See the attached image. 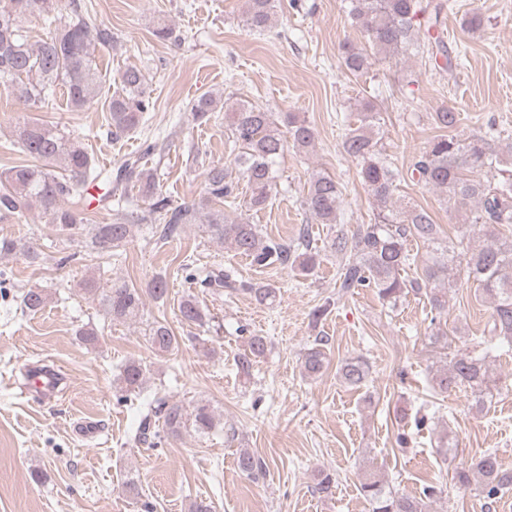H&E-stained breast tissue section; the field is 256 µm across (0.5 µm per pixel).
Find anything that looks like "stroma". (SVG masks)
<instances>
[{
  "instance_id": "obj_1",
  "label": "stroma",
  "mask_w": 512,
  "mask_h": 512,
  "mask_svg": "<svg viewBox=\"0 0 512 512\" xmlns=\"http://www.w3.org/2000/svg\"><path fill=\"white\" fill-rule=\"evenodd\" d=\"M444 19L450 47L465 54L452 74L411 57L394 66L379 64L361 79L347 76L338 62V46L352 35L341 0H277L271 29L250 32L244 25L245 0H91L99 21L117 43L95 46L94 60L103 77L97 97L71 112L64 98L43 112L0 93V172L25 162L11 130L22 117L57 122L81 132L87 151L99 164L114 168L141 153L145 138L157 139L147 156L160 186L173 204L199 197L203 172L214 163H232L223 117L195 122L194 100L233 96L272 112H296L315 130L313 148L288 149L277 164V186L259 212L229 209L230 218L259 225L265 236L292 238L309 225L316 244L328 240L329 226L314 223L299 207L312 172L325 171L342 186L344 224L374 220V204L356 176V164L342 153L346 124L357 121L359 100L382 104L381 146L401 170H408L437 130L432 112L444 105L461 114L459 133L478 131L495 121L500 148L512 146V0H456ZM483 18L476 31L463 29L467 12ZM165 20L179 41H162L152 31ZM147 67L155 109L143 125L120 138L108 135L106 100L127 67ZM396 205L425 207L440 224L442 237L465 253L461 219L449 218L438 192L404 178ZM31 237L47 254L46 263L24 258L0 259V512H187L195 499L211 501L215 512H368L358 487L367 470L382 472L394 490L412 494L422 481L448 483L456 466L485 450L498 452L512 470V388L494 394L483 409L472 407L462 392L435 395L429 370L447 351L469 345L481 335L490 304L473 282L459 276L448 308V323L462 327L447 346L431 344L429 305L407 297L396 307L381 304L372 289L336 295L340 259L327 253L314 275L277 267H252L244 257L211 240L203 227L189 224L167 244L150 240L145 225L132 235L107 266L89 258L88 236L77 230L59 241L38 209L22 220L0 219V236ZM70 255L56 265L57 253ZM232 267L243 280L275 286L274 304H257L246 293L228 294L191 288L184 265ZM143 288L155 277L167 282L161 301H147L142 322L105 321L97 300L85 295L83 280L101 273ZM45 288L47 307L22 311L21 293ZM194 294L211 316L204 350L192 340V328L180 321L178 304ZM337 297L332 311L312 322V310ZM169 325L180 344L171 355L156 356L147 343L146 325ZM101 328L97 345L83 343L81 327ZM264 336L268 351L250 380L236 372L234 358L243 349L242 332ZM328 337L333 364L316 379L302 375L300 357L314 337ZM364 357L371 366L365 386L346 387L335 362ZM146 368L140 395L121 391L114 380L126 362ZM46 361L64 381L44 401L21 395L17 378L26 367ZM173 396L185 406L209 404L220 420L206 436L187 429L181 438L154 446L132 441L141 401L154 392ZM408 401L426 414L423 429L402 424L395 409ZM411 442L398 449L396 435ZM455 443L443 456V442ZM249 449L265 463L259 479L238 472L236 454ZM336 472L331 496L315 492L320 468ZM42 473L34 482L33 473ZM438 512H512V492L493 503L473 491L453 487L437 503Z\"/></svg>"
}]
</instances>
